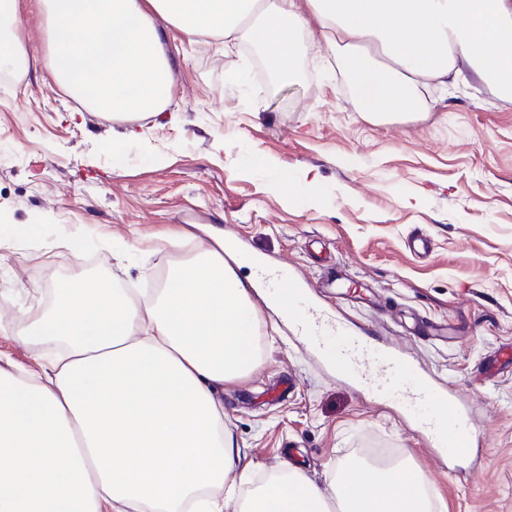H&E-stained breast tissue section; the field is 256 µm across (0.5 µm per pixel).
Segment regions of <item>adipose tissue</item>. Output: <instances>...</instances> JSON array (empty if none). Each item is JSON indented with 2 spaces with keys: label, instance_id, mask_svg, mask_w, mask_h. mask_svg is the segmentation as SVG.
Wrapping results in <instances>:
<instances>
[{
  "label": "adipose tissue",
  "instance_id": "adipose-tissue-1",
  "mask_svg": "<svg viewBox=\"0 0 512 512\" xmlns=\"http://www.w3.org/2000/svg\"><path fill=\"white\" fill-rule=\"evenodd\" d=\"M49 67L87 108L115 118L166 109L167 28L225 47H263L295 75L302 34L319 33L371 118L425 111L423 93L462 71L512 98V0H38ZM23 0H0V69L22 49ZM225 245L169 268L136 297L74 275L17 337L55 350L38 372L0 365V512H224L217 496L249 466L218 395L252 371L254 279ZM429 512L409 466L352 467L327 485L283 467L240 512Z\"/></svg>",
  "mask_w": 512,
  "mask_h": 512
}]
</instances>
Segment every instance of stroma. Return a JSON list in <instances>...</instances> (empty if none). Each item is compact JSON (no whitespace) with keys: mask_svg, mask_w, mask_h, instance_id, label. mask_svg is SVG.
<instances>
[{"mask_svg":"<svg viewBox=\"0 0 512 512\" xmlns=\"http://www.w3.org/2000/svg\"><path fill=\"white\" fill-rule=\"evenodd\" d=\"M23 41L24 61L0 70L1 359L34 366L23 316L73 275L155 288L220 237L241 277L257 258L334 277L321 309L402 347L408 377L456 394L482 437L469 457L442 447L423 412L337 374L267 288L260 363L220 392L253 482L288 465L321 483L388 448L437 512H512V365L487 369L512 347V102L469 77L431 86L426 111L372 121L310 38L294 79L274 84L258 46L172 30L168 112L123 120L79 109L58 84L31 6ZM131 128L140 139L114 154ZM420 232L424 256L408 247Z\"/></svg>","mask_w":512,"mask_h":512,"instance_id":"1","label":"stroma"}]
</instances>
